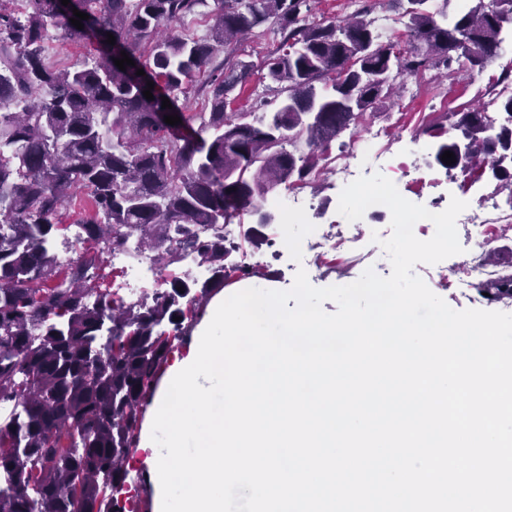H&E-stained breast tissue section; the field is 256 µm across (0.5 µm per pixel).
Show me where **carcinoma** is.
Wrapping results in <instances>:
<instances>
[{"label":"carcinoma","instance_id":"1","mask_svg":"<svg viewBox=\"0 0 512 512\" xmlns=\"http://www.w3.org/2000/svg\"><path fill=\"white\" fill-rule=\"evenodd\" d=\"M404 1L410 48L398 57L396 36L369 18L374 0H353L338 24L306 22L308 0H215L204 39L160 27L207 0H25L21 13L0 0V512H134L119 495L173 342L188 339L213 293L256 274L221 227L247 214L254 224L242 240L268 241L276 216L264 210L267 195L311 184L342 132L390 97L395 75L449 69L456 53L480 71L512 24V0H462L451 18L435 0H395ZM75 8L89 15L81 30L70 22ZM269 21L287 49L264 61L263 78L284 98L272 112H227L226 94L245 92L249 71L212 63ZM50 24L93 51L71 67L50 65ZM123 51L145 75L119 70ZM205 69L211 111L189 115L179 94ZM164 97L172 108H162ZM503 109L497 127L468 109L449 129L467 141L470 166L489 167L512 191V97ZM458 144L440 142L435 161L457 168L442 155L458 154ZM78 197L88 203L77 220L83 248L64 263L53 243ZM133 236L161 270L190 255L209 277L200 284L171 273L159 294L129 302L90 287L104 256ZM480 290L512 303V273Z\"/></svg>","mask_w":512,"mask_h":512}]
</instances>
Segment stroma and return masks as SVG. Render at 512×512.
<instances>
[{
    "mask_svg": "<svg viewBox=\"0 0 512 512\" xmlns=\"http://www.w3.org/2000/svg\"><path fill=\"white\" fill-rule=\"evenodd\" d=\"M281 35L274 24L264 26V34L231 44L224 56L234 63L251 65L252 77L249 92L237 97L232 108L237 112H256L261 101L277 103L276 91L259 78L265 58L276 50ZM512 71V41H506L498 55L482 71L471 70L466 60L453 62L450 72L429 69L423 74L402 78L395 96L379 101L366 116L367 123L380 129L390 150L371 170L381 173L395 182L399 193L412 202H427L441 194L451 193L466 200L475 193H497L495 183L487 171L471 169L468 177L449 180L448 172L434 159L437 140L430 136L429 127L444 128L448 125L449 113L468 106H482L497 92L496 79L502 72ZM500 203H507V194L497 193ZM458 239L463 247L461 254L442 261L440 267L416 264V273L428 287L456 310L468 308L493 310L494 305L486 300H477L476 291L461 282L455 269L465 261V249L475 242L472 225L457 227ZM368 253L362 259L339 252L325 254L312 261H303L299 256L271 257L269 245L247 247L249 265L258 268V275L246 278L250 287L291 288L298 269H305L313 286L323 288L331 285H347L357 280L366 269H374L381 276H389L391 264L379 244L368 242Z\"/></svg>",
    "mask_w": 512,
    "mask_h": 512,
    "instance_id": "35a3bbf8",
    "label": "stroma"
}]
</instances>
